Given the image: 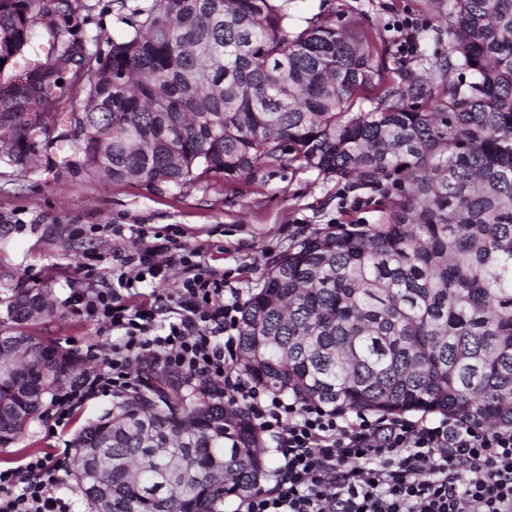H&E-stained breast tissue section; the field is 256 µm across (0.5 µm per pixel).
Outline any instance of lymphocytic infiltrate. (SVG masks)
<instances>
[{
	"instance_id": "lymphocytic-infiltrate-1",
	"label": "lymphocytic infiltrate",
	"mask_w": 512,
	"mask_h": 512,
	"mask_svg": "<svg viewBox=\"0 0 512 512\" xmlns=\"http://www.w3.org/2000/svg\"><path fill=\"white\" fill-rule=\"evenodd\" d=\"M158 278L171 266L185 277L171 295L177 318L156 326L154 309L121 302L117 289L80 291L74 312L102 317L116 337L87 349L94 374L77 375L51 400L55 425L73 406L130 385L132 363L146 359L181 372L205 397L247 414L254 430L269 435L280 462L270 490L241 501L239 512H512V432L455 420L413 421L340 412L270 391L235 373L226 353L236 339L240 305L225 299L195 252L177 245H143L121 264ZM65 462L26 456L0 469V512H73L59 490Z\"/></svg>"
}]
</instances>
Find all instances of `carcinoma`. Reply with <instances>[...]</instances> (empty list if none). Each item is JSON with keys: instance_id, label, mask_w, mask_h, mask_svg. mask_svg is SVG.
I'll list each match as a JSON object with an SVG mask.
<instances>
[{"instance_id": "cac0c4a2", "label": "carcinoma", "mask_w": 512, "mask_h": 512, "mask_svg": "<svg viewBox=\"0 0 512 512\" xmlns=\"http://www.w3.org/2000/svg\"><path fill=\"white\" fill-rule=\"evenodd\" d=\"M41 2L0 0V76ZM53 2L81 31L73 0ZM288 2L153 0L123 38L62 46L0 99L9 160L64 125L59 166L100 180L181 189L313 169L379 193L378 223L321 228L273 261L241 309L234 366L301 401L512 430V0H427L451 21L417 64L376 30L298 25ZM79 93L84 111H64ZM55 317L40 289L7 297L1 448L79 370L27 328ZM71 474L95 512H222L260 488L267 461L244 412L188 403L157 372L81 427Z\"/></svg>"}]
</instances>
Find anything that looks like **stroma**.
I'll return each instance as SVG.
<instances>
[{"mask_svg":"<svg viewBox=\"0 0 512 512\" xmlns=\"http://www.w3.org/2000/svg\"><path fill=\"white\" fill-rule=\"evenodd\" d=\"M88 35H122L123 17L144 0H80ZM424 0H290L296 20L342 12L346 24L384 30L400 46L397 21L429 23ZM65 28L38 21L14 68L24 82L43 64L51 47L69 42ZM383 200L369 190L351 191L314 170L258 169L227 182L211 175L183 188L154 189L144 184L103 183L83 171L57 165L55 149L41 150L28 167L0 159V300L10 288H43L57 309L56 319L30 323L31 331L61 347L84 348L108 336L103 321L73 313L67 300L94 286L113 288L118 275L134 279L135 266L119 267L114 249L135 252L155 237L198 251L205 269L247 301L259 288L268 264L317 227L373 224ZM140 229L141 239L120 240L114 225ZM105 393L76 406L65 428L40 414L12 445L0 448V468L18 466L31 453L50 461L64 458L79 429L111 408Z\"/></svg>","mask_w":512,"mask_h":512,"instance_id":"obj_1","label":"stroma"}]
</instances>
